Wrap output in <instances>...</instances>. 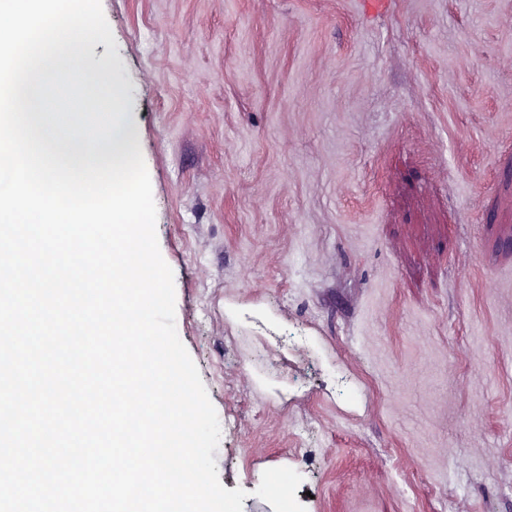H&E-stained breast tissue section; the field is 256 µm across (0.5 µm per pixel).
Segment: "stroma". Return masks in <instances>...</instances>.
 Here are the masks:
<instances>
[{
  "label": "stroma",
  "mask_w": 512,
  "mask_h": 512,
  "mask_svg": "<svg viewBox=\"0 0 512 512\" xmlns=\"http://www.w3.org/2000/svg\"><path fill=\"white\" fill-rule=\"evenodd\" d=\"M101 4L243 512H512V0Z\"/></svg>",
  "instance_id": "stroma-1"
}]
</instances>
